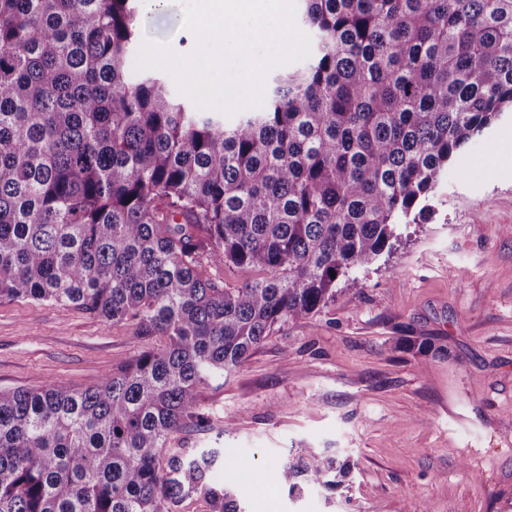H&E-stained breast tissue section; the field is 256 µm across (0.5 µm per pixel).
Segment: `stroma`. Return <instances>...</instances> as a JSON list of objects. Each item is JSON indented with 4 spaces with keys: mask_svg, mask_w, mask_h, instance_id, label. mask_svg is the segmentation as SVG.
<instances>
[{
    "mask_svg": "<svg viewBox=\"0 0 512 512\" xmlns=\"http://www.w3.org/2000/svg\"><path fill=\"white\" fill-rule=\"evenodd\" d=\"M184 0L143 14L142 38L192 53ZM421 224L336 284L321 312L276 329L169 448L224 450L246 512H512V112L449 164ZM143 346L131 326L0 301V390L96 384ZM349 472L289 490L304 451Z\"/></svg>",
    "mask_w": 512,
    "mask_h": 512,
    "instance_id": "1",
    "label": "stroma"
}]
</instances>
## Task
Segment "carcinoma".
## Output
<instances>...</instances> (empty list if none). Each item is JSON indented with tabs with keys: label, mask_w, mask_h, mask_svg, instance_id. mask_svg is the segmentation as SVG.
Returning <instances> with one entry per match:
<instances>
[{
	"label": "carcinoma",
	"mask_w": 512,
	"mask_h": 512,
	"mask_svg": "<svg viewBox=\"0 0 512 512\" xmlns=\"http://www.w3.org/2000/svg\"><path fill=\"white\" fill-rule=\"evenodd\" d=\"M140 0H0V301L72 306L143 348L84 389L0 390V512H242L224 449H162L199 389L426 217L512 110V0H301L310 58L233 126L135 70ZM256 277L231 288L206 268ZM335 275H330V272ZM161 336L165 343H150ZM325 487L309 452L280 465Z\"/></svg>",
	"instance_id": "cac0c4a2"
}]
</instances>
